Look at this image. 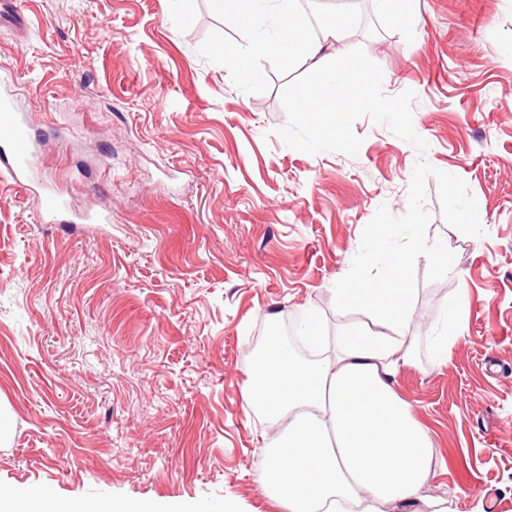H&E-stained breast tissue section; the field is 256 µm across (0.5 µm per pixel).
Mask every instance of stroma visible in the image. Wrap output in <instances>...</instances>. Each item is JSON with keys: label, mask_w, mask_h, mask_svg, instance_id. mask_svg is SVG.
<instances>
[{"label": "stroma", "mask_w": 512, "mask_h": 512, "mask_svg": "<svg viewBox=\"0 0 512 512\" xmlns=\"http://www.w3.org/2000/svg\"><path fill=\"white\" fill-rule=\"evenodd\" d=\"M355 13L382 90L416 95L426 161L463 178L482 237L442 217L428 179L430 243L405 276L418 363L394 383L431 439L415 500L383 512H512V0H415L418 19L374 0H310ZM241 27L210 0H0V96L27 114L39 166L29 187L0 173V493L158 512H288L267 495L264 417L247 403L262 329L313 314L325 335L380 205L405 213L418 157L370 118L357 156L310 155L276 135L283 87L307 72L274 55L245 78L219 52ZM64 189L57 224L37 191ZM469 307L436 357L450 296Z\"/></svg>", "instance_id": "35a3bbf8"}]
</instances>
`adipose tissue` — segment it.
Returning <instances> with one entry per match:
<instances>
[{"instance_id": "ef3b65f1", "label": "adipose tissue", "mask_w": 512, "mask_h": 512, "mask_svg": "<svg viewBox=\"0 0 512 512\" xmlns=\"http://www.w3.org/2000/svg\"><path fill=\"white\" fill-rule=\"evenodd\" d=\"M215 9L248 37L234 49L237 58L273 54L303 59L316 78L298 88L295 103L313 123L338 134L337 94L351 92L373 100V79L354 59L338 51L351 17L337 19L319 38H311L298 0H213ZM276 11L283 27L267 36L255 21ZM439 264L449 258L442 246L413 232L407 251L393 252L385 281L339 289L349 305L369 307L391 322V334L351 324L338 329L333 350L312 359L266 347L253 368L247 401L271 430L263 480L267 492L288 512H379L386 503H407L430 476V440L410 407L399 398L394 379L415 361L409 331L410 297L403 282L413 255Z\"/></svg>"}]
</instances>
